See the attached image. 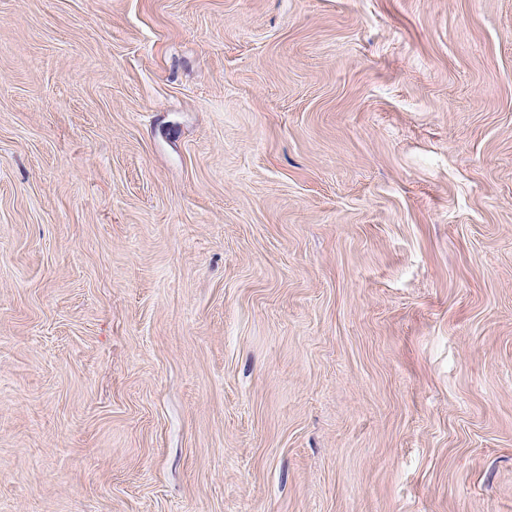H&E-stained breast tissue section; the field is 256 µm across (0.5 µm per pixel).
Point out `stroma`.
I'll use <instances>...</instances> for the list:
<instances>
[{
    "label": "stroma",
    "mask_w": 512,
    "mask_h": 512,
    "mask_svg": "<svg viewBox=\"0 0 512 512\" xmlns=\"http://www.w3.org/2000/svg\"><path fill=\"white\" fill-rule=\"evenodd\" d=\"M0 512H512V0H0Z\"/></svg>",
    "instance_id": "obj_1"
}]
</instances>
